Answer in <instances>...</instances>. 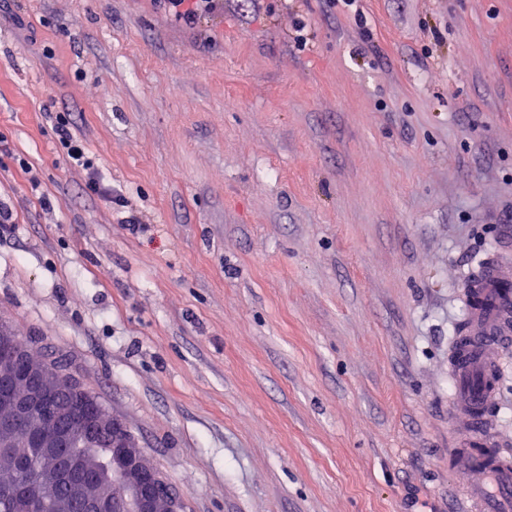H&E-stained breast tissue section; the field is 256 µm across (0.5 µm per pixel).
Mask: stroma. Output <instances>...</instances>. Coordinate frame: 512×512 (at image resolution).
<instances>
[{"label":"stroma","instance_id":"35a3bbf8","mask_svg":"<svg viewBox=\"0 0 512 512\" xmlns=\"http://www.w3.org/2000/svg\"><path fill=\"white\" fill-rule=\"evenodd\" d=\"M0 211V322L182 512H450L448 352L512 264V0H5ZM165 7L178 19L192 22L197 16L210 11L214 0H163ZM54 130L61 147L66 151L67 158L72 163L90 170L88 187L94 194H106L112 203V192L101 183L98 173L94 171L93 164L87 155L86 146L72 133L70 114L66 112L56 113Z\"/></svg>","mask_w":512,"mask_h":512}]
</instances>
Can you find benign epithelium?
<instances>
[{
  "label": "benign epithelium",
  "mask_w": 512,
  "mask_h": 512,
  "mask_svg": "<svg viewBox=\"0 0 512 512\" xmlns=\"http://www.w3.org/2000/svg\"><path fill=\"white\" fill-rule=\"evenodd\" d=\"M0 376L11 379L12 392L0 396V447L21 434L27 448H37L44 463L81 440L108 449L100 469L90 470L69 458L82 478L72 485L61 508L75 512H181L180 501L164 496L165 482L150 467L125 425L88 391L50 379L34 361V351L16 330L0 323ZM103 470L112 471V497L90 495Z\"/></svg>",
  "instance_id": "1"
}]
</instances>
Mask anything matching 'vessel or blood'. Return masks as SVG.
I'll list each match as a JSON object with an SVG mask.
<instances>
[{
  "label": "vessel or blood",
  "mask_w": 512,
  "mask_h": 512,
  "mask_svg": "<svg viewBox=\"0 0 512 512\" xmlns=\"http://www.w3.org/2000/svg\"><path fill=\"white\" fill-rule=\"evenodd\" d=\"M465 295L466 336L449 354L459 386L452 415L461 429L459 467L480 478L459 490L457 512H512V455L497 450L490 430L474 427L477 415L496 404L495 386L504 370L498 347L512 339V269L490 261L469 281Z\"/></svg>",
  "instance_id": "b4317fda"
}]
</instances>
